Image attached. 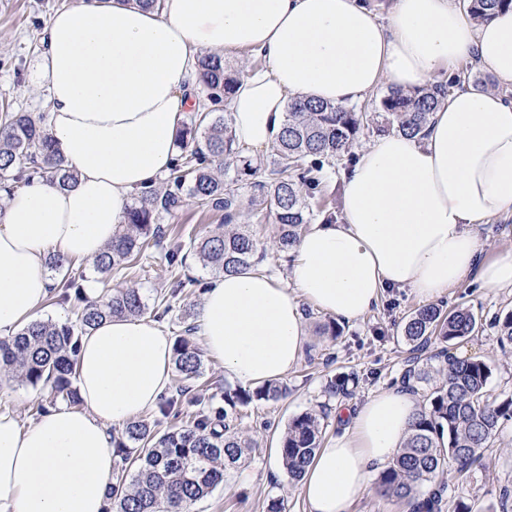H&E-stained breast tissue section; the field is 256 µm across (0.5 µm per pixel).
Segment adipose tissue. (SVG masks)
<instances>
[{"mask_svg":"<svg viewBox=\"0 0 512 512\" xmlns=\"http://www.w3.org/2000/svg\"><path fill=\"white\" fill-rule=\"evenodd\" d=\"M40 65L46 124L71 187L36 179L0 205V337L52 298L46 259L93 263L111 245L132 192L156 184L176 154L202 53L249 52L264 66L225 107L239 147H271L290 99L349 106L386 84L427 86L465 59L512 83V7L473 20L452 0H394L379 19L363 0H81L47 21ZM289 251V278L249 267L210 279L195 333L224 376L244 387L281 379L300 361L308 300L351 322L385 289L423 301L468 274L512 288V252L483 258L474 227L512 213V101L475 87L440 101L417 136L387 134L361 150L340 199ZM173 341L146 317H112L77 354L81 408L30 425L0 412V512H104L117 457L112 431L168 395ZM420 406L382 391L341 410L347 426L317 449L300 495L306 512H350L373 472L403 447Z\"/></svg>","mask_w":512,"mask_h":512,"instance_id":"adipose-tissue-1","label":"adipose tissue"}]
</instances>
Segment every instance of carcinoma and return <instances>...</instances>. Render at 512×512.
<instances>
[{
    "mask_svg": "<svg viewBox=\"0 0 512 512\" xmlns=\"http://www.w3.org/2000/svg\"><path fill=\"white\" fill-rule=\"evenodd\" d=\"M512 0H468L475 20L511 6ZM239 72L224 59L205 55L198 60L193 96L198 108L176 134L177 154L160 186L134 194L124 223L112 245L96 259L94 270L107 274L142 256L150 245L165 238L164 221L183 209L188 199L213 212L224 213V231L192 242L199 260L216 274L233 273L255 263L257 239L239 224L247 216L255 224L273 221L280 250L291 248L313 217L335 222L323 195L326 166L344 159L351 164L354 141L365 128L367 115L354 107H336L306 100L288 103L285 123L273 147L269 174L250 183L248 207L239 194L243 177L254 172L239 156L226 101L233 94ZM447 85L410 92L390 89L374 111L384 128L415 135L430 112L446 97ZM36 176L75 180L50 134L43 116L0 107V189L11 192ZM84 275L69 276L59 290L63 299L77 301L75 323L34 320L15 335L0 339V383L17 381L49 387V404L76 406V361L83 334L102 320L119 316L141 317L146 303L138 288H113L90 300L82 291ZM477 329L475 315L466 308L446 312L432 304L418 308L404 327L408 343L425 347L432 340L445 344L439 352L444 366L437 377L423 371L418 379L430 384L423 406L405 446L377 481V493L406 501L411 512H441L445 487L436 478L448 464L467 471L481 458L482 449L501 426L512 421V398L490 403L485 397L492 368L478 359H460L446 344ZM173 363L184 385L163 398L153 419L128 423L114 440L117 468L112 475L105 512H196V505L224 483L227 470L240 464L256 447L243 435L240 408L257 400H278L287 388L271 381L249 391L226 389L221 399L193 396L195 410L188 421L160 432L157 427L183 414L182 397L203 375L202 352L189 336L174 341ZM356 378L338 377L329 384L331 395H352L348 384ZM324 417L302 412L288 421L280 439L283 467L294 479L301 477L320 447Z\"/></svg>",
    "mask_w": 512,
    "mask_h": 512,
    "instance_id": "cac0c4a2",
    "label": "carcinoma"
}]
</instances>
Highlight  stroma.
I'll list each match as a JSON object with an SVG mask.
<instances>
[{
	"instance_id": "obj_1",
	"label": "stroma",
	"mask_w": 512,
	"mask_h": 512,
	"mask_svg": "<svg viewBox=\"0 0 512 512\" xmlns=\"http://www.w3.org/2000/svg\"><path fill=\"white\" fill-rule=\"evenodd\" d=\"M79 0H0V101L25 112L42 113L45 95H34L35 87H46L47 79L39 66L43 31L48 18L57 10L77 5ZM165 247L149 249L131 269L101 275L92 265H82L87 281L98 282L100 290L118 287L140 289L150 310L164 311L162 329L172 337L182 335L198 313L201 289L212 273L204 268L193 251H186L176 275L185 281L183 294L163 304L166 282L158 271L166 263ZM439 302L447 310L470 309L478 320L473 335L455 340L450 351L459 358L480 359L493 369L487 387L488 400L499 402L512 396V344L501 345L496 321L512 312V288L494 291L482 288L475 276L465 277ZM421 302L410 289H387L372 312L355 322L337 323L340 334L331 336L325 328L333 320L309 302H302L309 341L300 362L283 382L286 398L258 401L241 411L244 434L258 442L248 461L227 472L224 483L197 504V512H267L271 499H283L284 512H304L298 481L289 478L278 452V439L288 421L304 411H322L323 435L339 433L336 421L337 397L326 387L331 377L358 376L359 385L351 397L361 403L375 394L403 388L408 369L438 366V345L413 352L403 336V327ZM47 388L18 382L0 386V411H14L22 423H32L38 404L46 402ZM446 486L442 512H453L456 500L471 504L473 512H499V493L512 490V421L505 422L490 447L483 451L480 466L458 473L448 467L442 478Z\"/></svg>"
}]
</instances>
